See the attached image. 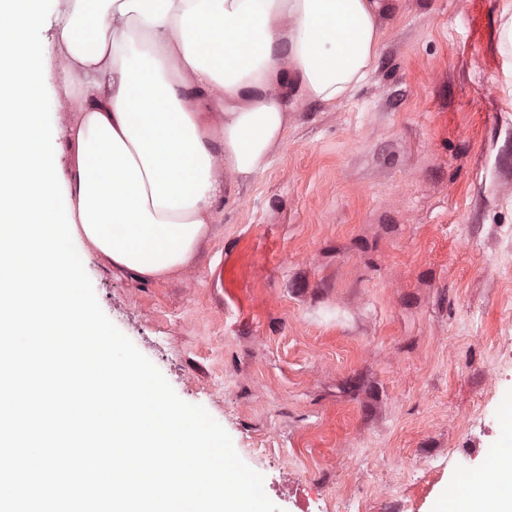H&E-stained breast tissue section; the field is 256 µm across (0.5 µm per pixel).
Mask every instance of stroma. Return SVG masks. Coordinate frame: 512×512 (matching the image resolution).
<instances>
[{
	"instance_id": "35a3bbf8",
	"label": "stroma",
	"mask_w": 512,
	"mask_h": 512,
	"mask_svg": "<svg viewBox=\"0 0 512 512\" xmlns=\"http://www.w3.org/2000/svg\"><path fill=\"white\" fill-rule=\"evenodd\" d=\"M375 71L296 108L270 168L227 193L177 274L75 239L98 303L258 466L281 512H454L512 412V0H393ZM55 26L54 143L65 109Z\"/></svg>"
}]
</instances>
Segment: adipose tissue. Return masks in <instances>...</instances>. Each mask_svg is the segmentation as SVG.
<instances>
[{"label":"adipose tissue","mask_w":512,"mask_h":512,"mask_svg":"<svg viewBox=\"0 0 512 512\" xmlns=\"http://www.w3.org/2000/svg\"><path fill=\"white\" fill-rule=\"evenodd\" d=\"M391 0H65L75 230L143 277L185 266L226 184L251 182L291 108H333L375 69Z\"/></svg>","instance_id":"1"}]
</instances>
